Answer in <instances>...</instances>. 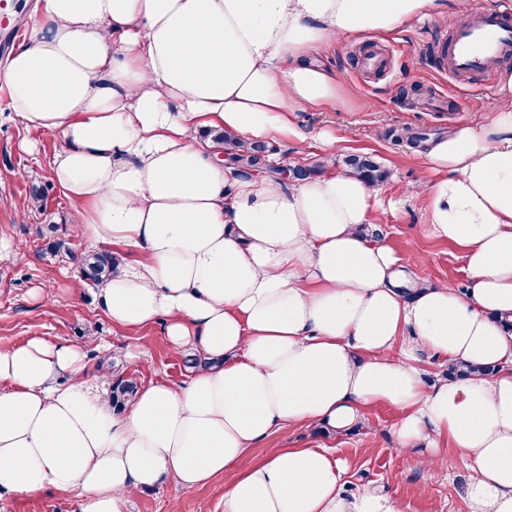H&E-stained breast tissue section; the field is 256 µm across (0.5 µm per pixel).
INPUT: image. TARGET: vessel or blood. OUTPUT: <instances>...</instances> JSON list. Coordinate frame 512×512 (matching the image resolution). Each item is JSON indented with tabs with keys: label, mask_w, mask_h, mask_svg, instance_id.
I'll return each mask as SVG.
<instances>
[{
	"label": "vessel or blood",
	"mask_w": 512,
	"mask_h": 512,
	"mask_svg": "<svg viewBox=\"0 0 512 512\" xmlns=\"http://www.w3.org/2000/svg\"><path fill=\"white\" fill-rule=\"evenodd\" d=\"M512 56V0L500 8L467 9L453 28L446 66L454 75L490 72L501 59Z\"/></svg>",
	"instance_id": "obj_1"
}]
</instances>
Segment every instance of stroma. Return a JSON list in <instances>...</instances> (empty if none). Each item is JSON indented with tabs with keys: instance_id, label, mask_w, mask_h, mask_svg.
<instances>
[{
	"instance_id": "stroma-1",
	"label": "stroma",
	"mask_w": 512,
	"mask_h": 512,
	"mask_svg": "<svg viewBox=\"0 0 512 512\" xmlns=\"http://www.w3.org/2000/svg\"><path fill=\"white\" fill-rule=\"evenodd\" d=\"M442 18L398 26L385 34L364 33L354 40L327 44L319 61L341 78L338 99L318 109L292 113L301 138L276 137L266 141L267 159L277 162L283 180L296 167L323 171L326 158L317 142L319 132L335 139V164L351 155L371 157L385 173L379 187L393 207L377 211L372 229L401 261L421 257L410 269L415 278L468 288L469 278L459 251L433 237L425 223L426 200L403 195L409 185L432 180L423 157L425 145L447 135L459 120L484 123L493 117L501 98L499 87L512 76V58L498 62L489 75L462 80L449 77L433 54L447 42L461 17V0H440ZM36 0H0V71L26 41ZM382 49V68L364 70L358 57L363 49ZM7 87L0 81V239L11 248L0 252V348L32 336L48 341L87 343L89 374L122 372L139 385L161 381L186 382L185 362L190 351L170 344L163 322L127 332L107 318L96 288L85 281L73 255L90 252V245L74 235L75 206L57 188L50 160L62 147L61 137L50 131L26 129L6 107ZM29 142L26 153L21 143ZM23 177H14V170ZM45 191L41 206H34L32 188ZM64 240L68 253L51 254L50 238ZM39 296H32V289ZM397 408L371 406L362 422L347 432H332L319 424L291 423L255 443L248 459L259 462L272 448L324 445L348 466L347 492L364 486L386 489L402 512H469V461L455 449H445L440 474L418 466L416 455L399 456L394 427ZM225 476L184 493L174 480L132 497L126 512H224ZM0 512H80L75 493L53 489L36 494L0 498Z\"/></svg>"
}]
</instances>
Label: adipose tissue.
I'll use <instances>...</instances> for the list:
<instances>
[{
    "instance_id": "ef3b65f1",
    "label": "adipose tissue",
    "mask_w": 512,
    "mask_h": 512,
    "mask_svg": "<svg viewBox=\"0 0 512 512\" xmlns=\"http://www.w3.org/2000/svg\"><path fill=\"white\" fill-rule=\"evenodd\" d=\"M440 12L437 0H39L0 80L30 130L63 141L52 175L77 205L72 230L126 257L97 298L113 325L157 318L203 356L185 385L142 387L115 413L81 344L34 336L0 349V496L74 491L80 512H125L173 479L230 474L224 512H401L345 495L328 448L253 445L289 423L337 430L397 408V451L440 467L441 441L472 463V512H512V78L494 118L459 121L416 187L430 233L455 246L472 287L398 279L400 260L361 228L378 187L327 165L292 182L217 164L206 129L241 148L298 137L288 119L336 101L328 42ZM492 365L422 381L421 357Z\"/></svg>"
}]
</instances>
